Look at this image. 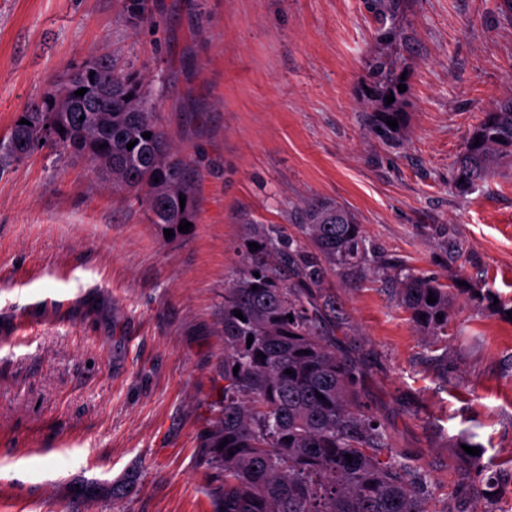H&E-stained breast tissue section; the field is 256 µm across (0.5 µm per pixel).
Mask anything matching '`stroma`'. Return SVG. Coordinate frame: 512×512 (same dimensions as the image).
I'll use <instances>...</instances> for the list:
<instances>
[{
    "instance_id": "stroma-1",
    "label": "stroma",
    "mask_w": 512,
    "mask_h": 512,
    "mask_svg": "<svg viewBox=\"0 0 512 512\" xmlns=\"http://www.w3.org/2000/svg\"><path fill=\"white\" fill-rule=\"evenodd\" d=\"M128 3L0 0V136L108 52L151 90L200 200L168 238L86 160L0 164V512H216L203 440L244 220L297 237L312 199L362 227L366 265L328 281L333 340L429 475L430 512H512V173L457 179L512 94V0H142L137 27ZM407 273L447 286V335L400 306Z\"/></svg>"
}]
</instances>
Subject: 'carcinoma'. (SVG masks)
<instances>
[{
  "mask_svg": "<svg viewBox=\"0 0 512 512\" xmlns=\"http://www.w3.org/2000/svg\"><path fill=\"white\" fill-rule=\"evenodd\" d=\"M81 88L86 93L75 95ZM55 112L62 133L47 127ZM21 141L60 147L97 165L113 189L146 208L151 223L176 235L180 221L196 223L189 161L158 123L147 87L108 57L86 61L20 113L0 139V162L24 160ZM505 164L512 165V95L484 113L460 157L458 178L473 187ZM299 219L306 243L277 224L248 221L249 242L260 248L245 251L242 276L224 289V405L205 439L224 474L216 512H427L426 474L392 450L357 398L355 369L336 354L321 324L324 314L336 315L324 287L328 269L353 270L367 261L361 225L327 199L305 203ZM430 295L436 302H427ZM399 300L418 328L448 335V289L436 279L404 275Z\"/></svg>",
  "mask_w": 512,
  "mask_h": 512,
  "instance_id": "carcinoma-1",
  "label": "carcinoma"
}]
</instances>
